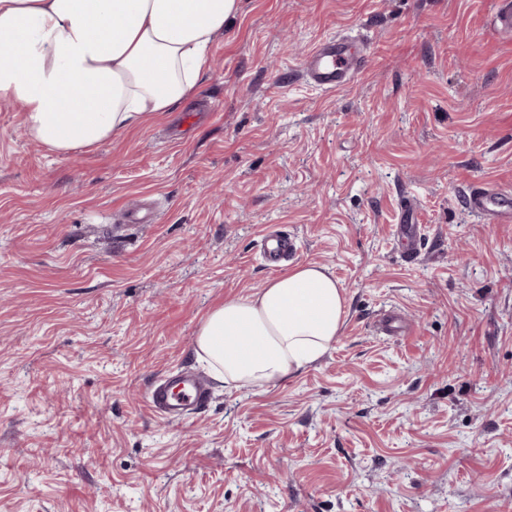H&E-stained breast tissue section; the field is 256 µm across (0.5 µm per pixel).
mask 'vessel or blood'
Instances as JSON below:
<instances>
[{
    "mask_svg": "<svg viewBox=\"0 0 512 512\" xmlns=\"http://www.w3.org/2000/svg\"><path fill=\"white\" fill-rule=\"evenodd\" d=\"M345 37H330L310 50L301 66L304 77L317 87L333 91L349 84L364 67L363 55L354 53ZM471 211L487 224L512 223V198L480 188L467 196ZM262 257L269 267H276L296 253L294 238L280 231L266 232L261 241ZM205 380L182 372L152 385L147 402L152 410L170 419H181L203 409L207 404Z\"/></svg>",
    "mask_w": 512,
    "mask_h": 512,
    "instance_id": "1",
    "label": "vessel or blood"
}]
</instances>
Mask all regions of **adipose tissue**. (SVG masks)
<instances>
[{
	"label": "adipose tissue",
	"mask_w": 512,
	"mask_h": 512,
	"mask_svg": "<svg viewBox=\"0 0 512 512\" xmlns=\"http://www.w3.org/2000/svg\"><path fill=\"white\" fill-rule=\"evenodd\" d=\"M240 0H0V100L21 105L31 139L67 155L190 98ZM345 290L308 263L201 320L196 356L235 388L274 385L340 335Z\"/></svg>",
	"instance_id": "ef3b65f1"
}]
</instances>
